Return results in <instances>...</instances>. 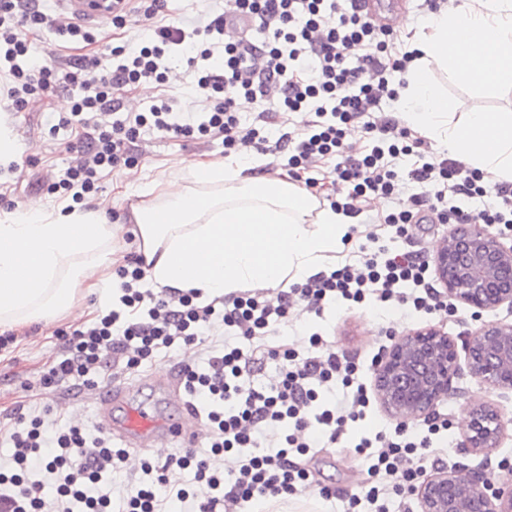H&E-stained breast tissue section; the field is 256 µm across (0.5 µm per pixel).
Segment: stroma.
<instances>
[{"label":"stroma","mask_w":512,"mask_h":512,"mask_svg":"<svg viewBox=\"0 0 512 512\" xmlns=\"http://www.w3.org/2000/svg\"><path fill=\"white\" fill-rule=\"evenodd\" d=\"M434 80L447 93L455 111L512 112V90L471 88L444 73L435 74ZM160 96L168 98L174 111L180 113L190 106L197 110L202 107L199 88L175 61L170 64L164 86L146 84L133 91L134 111H144ZM58 113L57 102L53 99L29 104L24 112L18 114L0 113V127L7 129L16 144L11 158L16 161L17 168L4 178L14 191L15 214H25L35 203L49 210L66 203L65 198L47 193L44 188L45 182L58 180L75 160L73 153L62 147L53 148L50 144L48 130L55 124ZM139 151L138 166L103 173L98 193L88 202L89 207L102 210L107 220L123 224L124 233L118 244L128 257L136 255L137 242L132 238L133 225L126 222V203L112 200L114 187L119 185L135 194L147 189L163 172L177 167L179 161L224 155L220 141L176 139L152 130L143 132ZM410 164V158L405 156L393 160L392 166L399 173L398 181L403 184V191L393 193L388 199L367 200L363 213L349 227V238L336 255V266L354 260L356 250L362 245L371 249L382 245L394 249L408 243L431 253L448 234L450 227L446 224H414L408 228L407 240L402 241L394 238L392 228L384 226L383 216L394 210H403L405 202L413 200L419 192L418 186L406 178ZM104 309L97 296L85 295L80 297L71 316L35 323L16 333L13 344L0 352V426L6 425L10 411L22 404L42 415L45 422L61 418L90 435H97L99 389L117 378L112 372L99 376L97 388L75 396L41 390L35 382L45 365L59 353L57 330L91 324ZM497 320L512 321V311L502 306L483 312L481 319L477 320L471 307L456 302L429 314L409 317L396 302L380 303L371 298L361 303L342 302L325 308L319 315L305 306H298L291 313L289 323L276 326L271 341L288 345L303 356L311 349V335L319 334L325 345L338 355L358 361L362 368L359 380L369 388L373 385V359L378 358L399 336L431 325L461 339L475 331L481 322ZM197 358L198 351L193 347L163 351L144 361L138 372L124 374L117 379L141 385V392L133 398L134 405L150 412L174 416L178 413L177 406L165 403L160 394L151 389L149 382L166 377L177 371L179 365L193 363ZM452 385L454 394L441 402L429 419L422 417L402 422L386 413L378 400H371L365 417L353 423L350 434L343 436L335 446L319 449L309 459V466L316 471V484L306 487L299 495L271 500V512H278L283 505L291 512H328L329 502L318 495L323 486L330 487L342 497L359 492L368 483L369 475L366 461L355 452V445L363 437L371 439L380 432L392 433L399 425L423 435L427 433L429 421H447V429L432 436L434 444L440 448L446 468L464 465L501 474L512 470V397H500L498 391L473 377L465 368L460 370ZM473 401L497 404L503 418L508 421L501 447L486 456L464 452L461 447L468 424L465 407Z\"/></svg>","instance_id":"35a3bbf8"}]
</instances>
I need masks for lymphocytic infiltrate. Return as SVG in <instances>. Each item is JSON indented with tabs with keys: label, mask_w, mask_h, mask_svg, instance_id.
Segmentation results:
<instances>
[{
	"label": "lymphocytic infiltrate",
	"mask_w": 512,
	"mask_h": 512,
	"mask_svg": "<svg viewBox=\"0 0 512 512\" xmlns=\"http://www.w3.org/2000/svg\"><path fill=\"white\" fill-rule=\"evenodd\" d=\"M238 14L251 18L252 30L224 41L226 24ZM132 17L142 22V32L112 48L117 63L102 74L98 57L85 51L102 33L51 19L39 0H0V112L22 111L30 99L61 91L73 105L51 133L72 127L75 117L88 112L107 117L102 124H83L66 141L78 159L48 191L83 202L97 193L102 172L135 165L142 130L155 129L176 138H218L228 149L269 143L292 170L304 169L315 157H337L333 174L350 187L343 208L354 217L370 196L395 191L397 174L389 158L410 156L407 177L420 188L416 209L389 213L385 224L401 232L415 213L425 211L438 223L464 224L463 205L472 201L481 204L484 223L512 224V182L488 185L483 172L434 156L425 140L384 115L383 101L396 97V79L415 55L395 52L392 31L368 21L359 0H233L232 11L189 25L168 21L167 0H112L114 28H125ZM47 28L68 52L45 63L31 37ZM173 58L185 63L205 91L201 111L184 119L164 99L142 112L124 111L127 92L165 84ZM241 96L267 103L248 127L236 110ZM280 112H308L312 118L304 132L279 135ZM354 128L369 135V153L344 155V139ZM142 266V257L135 256L119 267L118 308L89 327L63 333L61 354L40 384L78 393L112 367L135 371L159 349L204 347L203 367L182 365L180 379L191 403L206 410L209 455L180 448L131 469L127 451L111 448L108 437H92L66 423L49 434L41 416L17 407L6 433L13 453L0 468V512H171L177 504L182 512H235L269 495H296L310 478L299 457L334 444L348 423L362 419L369 400L353 386L359 370L353 360L325 348L317 335L302 357L288 346L269 344L273 326L301 304L319 310L369 295L398 301L412 312L441 306L429 280L428 256L419 249H379L293 284L273 299L240 291L206 304L194 290L176 298L153 292ZM273 361L279 364L277 379L255 383ZM430 446V436L399 430L363 439L356 450L367 454L373 484L349 498L350 512H390L395 498L412 492L424 464L442 466ZM237 448L246 454L234 472L211 467L210 456ZM120 469L125 484L114 498L102 486Z\"/></svg>",
	"instance_id": "f902f5d3"
}]
</instances>
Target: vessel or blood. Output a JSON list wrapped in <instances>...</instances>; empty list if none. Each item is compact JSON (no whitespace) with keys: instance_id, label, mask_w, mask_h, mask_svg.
<instances>
[{"instance_id":"1","label":"vessel or blood","mask_w":512,"mask_h":512,"mask_svg":"<svg viewBox=\"0 0 512 512\" xmlns=\"http://www.w3.org/2000/svg\"><path fill=\"white\" fill-rule=\"evenodd\" d=\"M63 14L76 21L102 22L112 13V0H58ZM364 12L377 26H389L392 15L403 8L404 0H363ZM161 387L167 397L178 400L179 414L164 418L129 404L127 388L113 385L98 401V425L108 435L119 437L133 452L149 448L160 439L188 441L195 439L199 418L187 401L181 400L178 376L164 380ZM121 409L120 417H113V409Z\"/></svg>"}]
</instances>
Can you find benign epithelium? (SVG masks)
<instances>
[{"instance_id":"7a95c632","label":"benign epithelium","mask_w":512,"mask_h":512,"mask_svg":"<svg viewBox=\"0 0 512 512\" xmlns=\"http://www.w3.org/2000/svg\"><path fill=\"white\" fill-rule=\"evenodd\" d=\"M435 273L451 298L478 310L512 309V244L487 224H455L436 248ZM469 372L512 396V322H485L462 344L437 327L400 337L374 367V390L398 419L428 416L448 398L458 374L459 352ZM505 425L498 407L468 408L462 446L474 454L500 447ZM422 512H512V476L463 468L439 470L415 488Z\"/></svg>"}]
</instances>
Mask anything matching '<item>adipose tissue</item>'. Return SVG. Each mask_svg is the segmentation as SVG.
I'll return each mask as SVG.
<instances>
[{
    "label": "adipose tissue",
    "instance_id": "obj_1",
    "mask_svg": "<svg viewBox=\"0 0 512 512\" xmlns=\"http://www.w3.org/2000/svg\"><path fill=\"white\" fill-rule=\"evenodd\" d=\"M400 118L491 182H512V113L455 112L433 82L452 72L477 87L512 89V0H448L412 43ZM262 161L191 160L130 204L146 279L210 300L284 287L327 269L351 219ZM117 225L98 211L31 207L0 218V326L21 329L70 312L78 296L111 295Z\"/></svg>",
    "mask_w": 512,
    "mask_h": 512
}]
</instances>
